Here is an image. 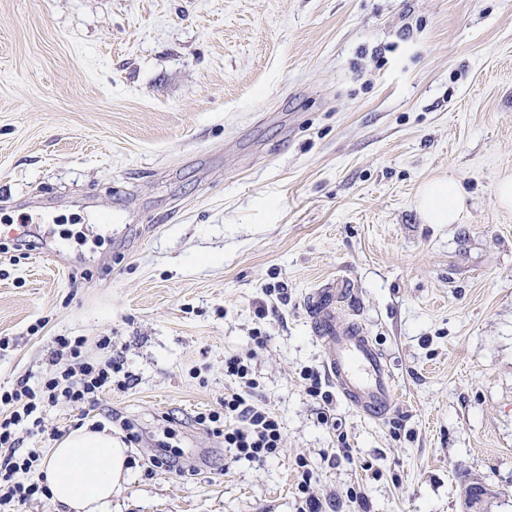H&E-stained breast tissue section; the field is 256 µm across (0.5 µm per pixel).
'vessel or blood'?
I'll list each match as a JSON object with an SVG mask.
<instances>
[{"instance_id": "vessel-or-blood-1", "label": "vessel or blood", "mask_w": 512, "mask_h": 512, "mask_svg": "<svg viewBox=\"0 0 512 512\" xmlns=\"http://www.w3.org/2000/svg\"><path fill=\"white\" fill-rule=\"evenodd\" d=\"M341 299L332 283L307 294L310 333L322 346L325 371L340 397L364 416L384 420L395 402L394 376L365 326L340 317Z\"/></svg>"}]
</instances>
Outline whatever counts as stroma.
Listing matches in <instances>:
<instances>
[{
  "mask_svg": "<svg viewBox=\"0 0 512 512\" xmlns=\"http://www.w3.org/2000/svg\"><path fill=\"white\" fill-rule=\"evenodd\" d=\"M507 173L512 0H0V228L35 231L0 238V387L38 379L60 336L91 359L114 337L131 376L47 409L23 448L132 424L112 512H301V455L322 512H467L473 481L512 512ZM434 177L466 193L462 223L420 221ZM332 279L386 354V420L307 392L304 297ZM234 355L283 422L262 464L195 421L238 390Z\"/></svg>",
  "mask_w": 512,
  "mask_h": 512,
  "instance_id": "1",
  "label": "stroma"
}]
</instances>
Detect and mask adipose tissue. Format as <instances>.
I'll use <instances>...</instances> for the list:
<instances>
[{"instance_id": "adipose-tissue-1", "label": "adipose tissue", "mask_w": 512, "mask_h": 512, "mask_svg": "<svg viewBox=\"0 0 512 512\" xmlns=\"http://www.w3.org/2000/svg\"><path fill=\"white\" fill-rule=\"evenodd\" d=\"M466 196L452 181L434 179L418 193L417 211L426 224H457ZM127 449L107 431L86 426L70 431L53 448L42 469L53 499L65 512H112L126 477Z\"/></svg>"}]
</instances>
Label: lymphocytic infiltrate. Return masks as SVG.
I'll return each mask as SVG.
<instances>
[{
	"mask_svg": "<svg viewBox=\"0 0 512 512\" xmlns=\"http://www.w3.org/2000/svg\"><path fill=\"white\" fill-rule=\"evenodd\" d=\"M58 344L52 369L40 383L32 386L22 380L11 388H0V512H13L15 505L49 493L37 476L39 452L19 449V429L37 431L45 409L93 405L112 390L125 389L130 381L121 357L108 354L111 338L100 339L106 355L97 360L86 357L83 337L62 336ZM224 375L238 383V390L225 393L219 408L198 413L196 423L223 437L233 461L262 463L279 454L283 448L280 417L247 398L259 386L249 358L225 359Z\"/></svg>",
	"mask_w": 512,
	"mask_h": 512,
	"instance_id": "f902f5d3",
	"label": "lymphocytic infiltrate"
}]
</instances>
